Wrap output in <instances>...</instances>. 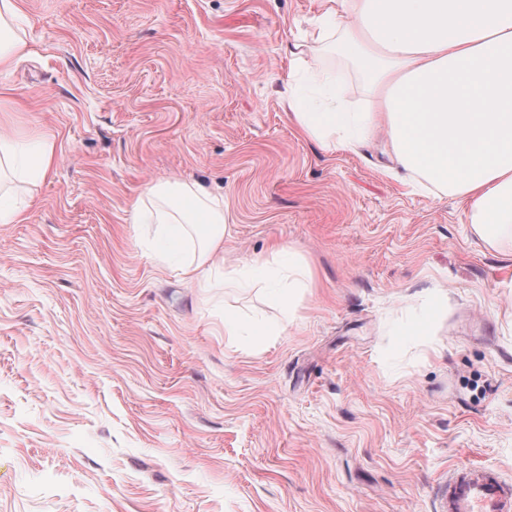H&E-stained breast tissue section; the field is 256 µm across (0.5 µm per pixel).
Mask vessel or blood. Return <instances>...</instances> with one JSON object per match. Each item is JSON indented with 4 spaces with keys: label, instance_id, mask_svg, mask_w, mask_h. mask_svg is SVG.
<instances>
[{
    "label": "vessel or blood",
    "instance_id": "obj_1",
    "mask_svg": "<svg viewBox=\"0 0 512 512\" xmlns=\"http://www.w3.org/2000/svg\"><path fill=\"white\" fill-rule=\"evenodd\" d=\"M436 512H512V491L482 466L456 469L439 490Z\"/></svg>",
    "mask_w": 512,
    "mask_h": 512
}]
</instances>
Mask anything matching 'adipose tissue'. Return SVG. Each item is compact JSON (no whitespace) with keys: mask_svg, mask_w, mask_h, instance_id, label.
Listing matches in <instances>:
<instances>
[{"mask_svg":"<svg viewBox=\"0 0 512 512\" xmlns=\"http://www.w3.org/2000/svg\"><path fill=\"white\" fill-rule=\"evenodd\" d=\"M21 0H0V68L25 55L14 26ZM319 38L365 47L370 112L294 110L299 131L331 152L386 138L389 159L423 189L468 202L475 235L512 238V0H322ZM56 159L44 138L20 147L0 136V224L22 210L15 183L46 179ZM133 221L154 227L146 254L194 287L224 266V206L195 184L144 186Z\"/></svg>","mask_w":512,"mask_h":512,"instance_id":"obj_1","label":"adipose tissue"}]
</instances>
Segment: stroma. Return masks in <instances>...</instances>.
<instances>
[{
	"label": "stroma",
	"instance_id": "35a3bbf8",
	"mask_svg": "<svg viewBox=\"0 0 512 512\" xmlns=\"http://www.w3.org/2000/svg\"><path fill=\"white\" fill-rule=\"evenodd\" d=\"M22 8L0 132L57 161L0 224V512H433L455 468L512 483V242L386 173L383 138L299 133L296 45L337 104L372 108L320 49L319 0ZM171 178L224 202L210 288L141 247L132 204ZM292 258L311 282L291 309L236 277Z\"/></svg>",
	"mask_w": 512,
	"mask_h": 512
}]
</instances>
